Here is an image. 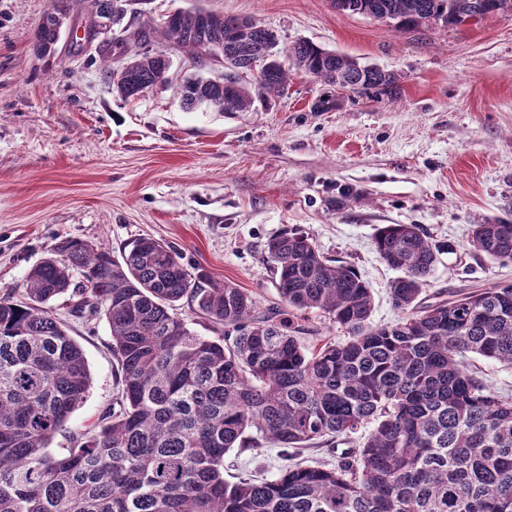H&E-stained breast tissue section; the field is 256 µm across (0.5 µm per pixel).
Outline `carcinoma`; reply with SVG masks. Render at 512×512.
<instances>
[{
    "label": "carcinoma",
    "mask_w": 512,
    "mask_h": 512,
    "mask_svg": "<svg viewBox=\"0 0 512 512\" xmlns=\"http://www.w3.org/2000/svg\"><path fill=\"white\" fill-rule=\"evenodd\" d=\"M117 2L89 0V14L118 26ZM351 2L398 31L512 11V0ZM65 18L57 0L35 33L39 55L55 52ZM235 22L187 11L143 33L194 59L200 45L224 44ZM275 46V34L255 23L234 51L247 60ZM168 68L149 47L128 60L133 80L148 87ZM292 69L332 90L343 78L364 93L399 91L397 75L300 40L288 64L274 61L249 85L226 93L196 77L178 93L188 107L244 112L283 96ZM469 246L512 262V222L474 225ZM375 248L401 272L389 293L402 316L386 325L371 321L370 288L352 266L303 233L267 245L285 309L264 314L250 292L187 268L153 238L119 259L82 240L58 243L28 272L25 300L0 296V512H512V397L491 390L471 363L477 355L512 364V286L426 305L419 296L437 255L422 227L381 226ZM60 298L75 319L105 317L119 375L112 403L76 430L67 422L92 376L53 312ZM184 303L220 335L191 329ZM290 310L322 311L348 338L311 349ZM369 424L362 446L335 465L297 460L315 441ZM59 436L65 445L55 452ZM261 440L279 448L283 464L225 478L224 456Z\"/></svg>",
    "instance_id": "obj_1"
}]
</instances>
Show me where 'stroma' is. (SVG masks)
<instances>
[{
	"mask_svg": "<svg viewBox=\"0 0 512 512\" xmlns=\"http://www.w3.org/2000/svg\"><path fill=\"white\" fill-rule=\"evenodd\" d=\"M52 5L0 0V295L22 294L60 241L117 254L150 236L266 312L281 305L267 243L300 231L357 271L373 293L372 321L384 325L399 316L389 298L397 273L374 245L385 224L421 225L438 250L423 301L512 285V263L468 245L474 225L512 222V11L400 32L332 0H131L128 25L158 28L173 12L204 9L257 22L278 49L305 39L400 79L396 97L351 94L316 112L327 86L295 74L271 107L221 114L183 105L178 85L213 71L159 40L166 83L119 98L104 67L126 56L120 31L77 38L83 0H68L54 55L39 56L35 32ZM53 308L93 379L68 421L78 428L116 393L111 333L105 319Z\"/></svg>",
	"mask_w": 512,
	"mask_h": 512,
	"instance_id": "1",
	"label": "stroma"
}]
</instances>
